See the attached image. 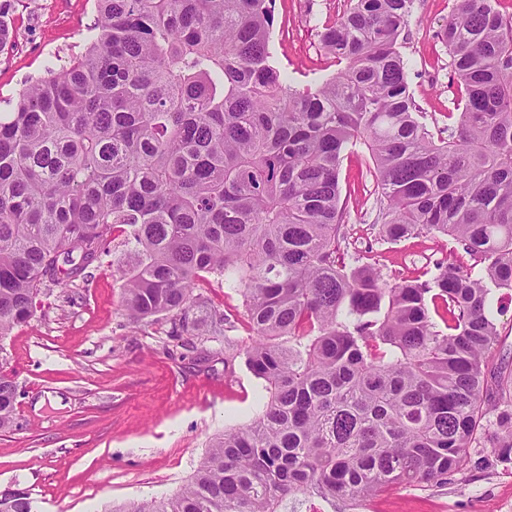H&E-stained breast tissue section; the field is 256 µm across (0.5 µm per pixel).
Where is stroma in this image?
<instances>
[{"label": "stroma", "instance_id": "1", "mask_svg": "<svg viewBox=\"0 0 512 512\" xmlns=\"http://www.w3.org/2000/svg\"><path fill=\"white\" fill-rule=\"evenodd\" d=\"M347 0H275L270 62L291 83L336 71L317 37ZM452 0H416L406 54L410 89L431 130L456 109L448 53L436 37ZM93 0H17L14 43L0 53V96L15 94L46 67H61L85 46ZM367 150L355 147L341 169L350 190L345 244L379 264L389 279L411 277L447 257L448 237L424 233L380 239L370 215ZM123 246L76 281L42 297L29 323L0 340V372L17 384V426L0 432V491L29 494L36 512H107L131 499L173 495L192 475L210 438L249 424L266 400L246 365L252 333L241 295L217 283L203 294L231 325L221 336L175 340L168 324L132 328L123 312L117 264ZM286 512H512V463L470 448L442 485H398L350 509L289 496Z\"/></svg>", "mask_w": 512, "mask_h": 512}]
</instances>
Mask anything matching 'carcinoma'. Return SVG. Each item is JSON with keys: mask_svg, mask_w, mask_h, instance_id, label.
I'll list each match as a JSON object with an SVG mask.
<instances>
[{"mask_svg": "<svg viewBox=\"0 0 512 512\" xmlns=\"http://www.w3.org/2000/svg\"><path fill=\"white\" fill-rule=\"evenodd\" d=\"M415 0H350L319 38L336 72L297 88L269 64L273 0H95L81 55L0 112V339L37 297L126 247L123 311L169 336L241 293L268 401L211 438L169 496L118 512H283L443 483L467 448L512 462V386L489 369L512 293V14L454 0L437 33L459 94L434 137L403 53ZM16 0H0V52ZM370 154L379 236H448L474 259L385 279L341 250L345 152ZM17 386L0 374V430ZM27 493L0 512H31Z\"/></svg>", "mask_w": 512, "mask_h": 512, "instance_id": "cac0c4a2", "label": "carcinoma"}]
</instances>
